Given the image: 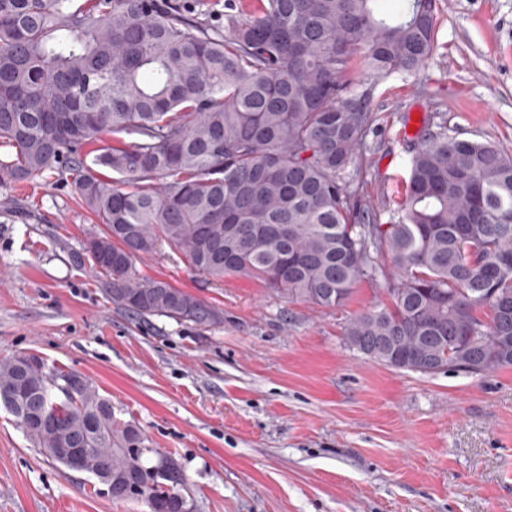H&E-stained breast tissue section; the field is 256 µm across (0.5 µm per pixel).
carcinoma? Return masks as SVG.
I'll list each match as a JSON object with an SVG mask.
<instances>
[{
  "label": "carcinoma",
  "instance_id": "1",
  "mask_svg": "<svg viewBox=\"0 0 512 512\" xmlns=\"http://www.w3.org/2000/svg\"><path fill=\"white\" fill-rule=\"evenodd\" d=\"M439 0H224V27L190 0H0V183L67 170L103 232L86 249L112 303L210 326L219 308L134 261L166 244L204 279L256 278L336 308L364 280L391 304L351 318L346 343L398 370L438 356L472 376L512 367V155L448 135L429 117L409 145L401 219L368 200L377 116L351 69L416 74L437 47ZM110 133L118 145L92 148ZM132 136L131 142L123 136ZM118 177L106 180L100 169ZM50 372L35 354L0 360V395ZM23 432L49 458L81 443L112 499L150 512L193 501L177 459L150 446L88 378L53 430ZM167 457L178 480L152 472Z\"/></svg>",
  "mask_w": 512,
  "mask_h": 512
}]
</instances>
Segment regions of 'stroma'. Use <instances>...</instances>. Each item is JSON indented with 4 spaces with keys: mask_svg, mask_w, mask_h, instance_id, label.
Here are the masks:
<instances>
[{
    "mask_svg": "<svg viewBox=\"0 0 512 512\" xmlns=\"http://www.w3.org/2000/svg\"><path fill=\"white\" fill-rule=\"evenodd\" d=\"M377 114L368 191L396 223L429 113L450 135L512 154V0H440L437 48L416 75L357 77ZM101 229L68 174L0 184V359L39 355L88 377L117 418L174 454L196 512H512V368L421 374L366 358L350 318L389 304L384 280L342 307L263 282L205 280L177 251L136 259L219 308L199 327L118 309L83 253ZM0 512H149L31 447L0 408Z\"/></svg>",
    "mask_w": 512,
    "mask_h": 512,
    "instance_id": "obj_1",
    "label": "stroma"
}]
</instances>
